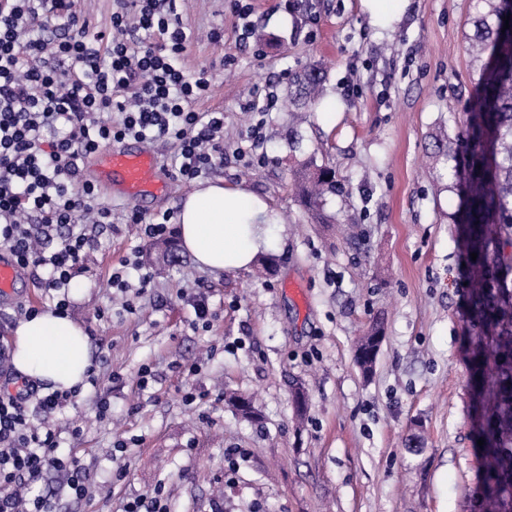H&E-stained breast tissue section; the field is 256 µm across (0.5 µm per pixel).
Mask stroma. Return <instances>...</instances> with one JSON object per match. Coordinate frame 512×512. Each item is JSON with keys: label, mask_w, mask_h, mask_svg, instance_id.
I'll return each instance as SVG.
<instances>
[{"label": "stroma", "mask_w": 512, "mask_h": 512, "mask_svg": "<svg viewBox=\"0 0 512 512\" xmlns=\"http://www.w3.org/2000/svg\"><path fill=\"white\" fill-rule=\"evenodd\" d=\"M193 39L181 66L206 72L198 112L224 114V161L209 173L242 184L280 218L272 228L274 276L215 273L192 257L160 267L127 223V201L101 196L111 224L93 230L70 290L69 316L88 333L97 386L58 413L60 450L90 472L82 500L49 473L41 493L60 512H122L163 487L167 512H470L479 462L472 450L462 349L466 273L448 216L460 199L433 172L432 136L457 140L475 69L465 52L474 0H407L373 21L364 0H177ZM251 23L247 45L237 37ZM220 32V41L209 38ZM325 59L322 111L289 121L279 102L295 71ZM277 104L264 112L246 101ZM262 162L237 157L254 125ZM168 189L144 216L178 209L193 184L177 178L171 146L155 145ZM327 164L341 192L323 202L329 224L311 223L290 174ZM138 257L130 289L111 276ZM205 293L207 330L192 326ZM51 302L34 270L0 299V345L12 348L17 306ZM385 339L371 375L354 346L375 318ZM196 374H183L184 365ZM150 366L146 392L137 371ZM308 395L296 418L295 387ZM111 407L96 409L98 392ZM228 391L255 398L260 421L237 417ZM128 452L113 460V445ZM127 477L113 481L116 466Z\"/></svg>", "instance_id": "stroma-1"}]
</instances>
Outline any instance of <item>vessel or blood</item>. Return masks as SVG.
<instances>
[{
	"label": "vessel or blood",
	"instance_id": "1",
	"mask_svg": "<svg viewBox=\"0 0 512 512\" xmlns=\"http://www.w3.org/2000/svg\"><path fill=\"white\" fill-rule=\"evenodd\" d=\"M86 175L99 191L136 203L162 196L166 184L160 177L155 153L145 146L120 147L102 157L89 156Z\"/></svg>",
	"mask_w": 512,
	"mask_h": 512
}]
</instances>
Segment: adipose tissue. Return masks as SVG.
I'll return each instance as SVG.
<instances>
[{"label": "adipose tissue", "mask_w": 512, "mask_h": 512, "mask_svg": "<svg viewBox=\"0 0 512 512\" xmlns=\"http://www.w3.org/2000/svg\"><path fill=\"white\" fill-rule=\"evenodd\" d=\"M182 247L197 264L216 272L249 269L270 247L278 216L249 188L223 181L199 184L182 199L178 214ZM92 348L83 327L48 309L15 330L13 364L52 390L84 385Z\"/></svg>", "instance_id": "obj_1"}]
</instances>
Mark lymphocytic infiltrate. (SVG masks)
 <instances>
[{"mask_svg":"<svg viewBox=\"0 0 512 512\" xmlns=\"http://www.w3.org/2000/svg\"><path fill=\"white\" fill-rule=\"evenodd\" d=\"M114 5L111 28L92 33L70 0H0V250L19 267L45 270L43 288L62 313L91 242L82 225L112 221L82 179L102 142L173 145L174 167L188 183L224 160L223 113L192 108L209 81L187 79L179 65L192 35L176 0ZM53 233L57 247H41ZM77 397L26 382L0 388V512H57L55 494L31 492L51 471L66 473L69 496L86 497L88 472L60 454L51 423Z\"/></svg>","mask_w":512,"mask_h":512,"instance_id":"lymphocytic-infiltrate-1","label":"lymphocytic infiltrate"}]
</instances>
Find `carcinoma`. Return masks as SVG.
Here are the masks:
<instances>
[{"label":"carcinoma","instance_id":"1","mask_svg":"<svg viewBox=\"0 0 512 512\" xmlns=\"http://www.w3.org/2000/svg\"><path fill=\"white\" fill-rule=\"evenodd\" d=\"M512 16V0H477L468 20V51L477 64L475 96L464 108L467 159L462 174L465 204L450 216L459 230L468 260L466 322L467 380L476 416L474 440L481 460L483 512H512V37L502 32ZM326 71L311 61L293 78L285 98L290 112L317 109L324 96ZM293 188L316 222L326 221L318 200L339 190L327 166H304L294 173ZM378 325L360 338L355 360L371 370L383 343ZM232 396L237 415L260 418L252 400Z\"/></svg>","mask_w":512,"mask_h":512}]
</instances>
